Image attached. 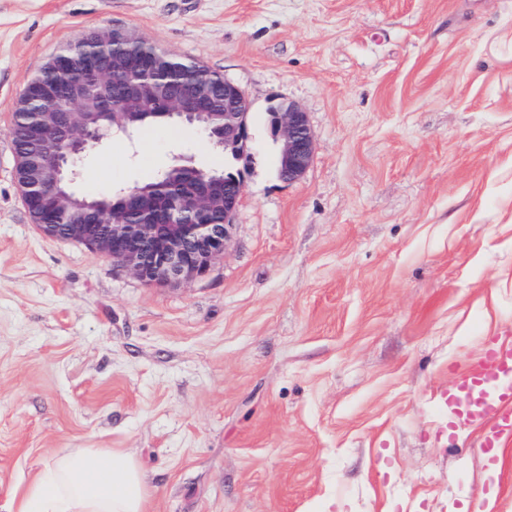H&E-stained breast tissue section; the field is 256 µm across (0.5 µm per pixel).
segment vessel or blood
<instances>
[{"mask_svg": "<svg viewBox=\"0 0 512 512\" xmlns=\"http://www.w3.org/2000/svg\"><path fill=\"white\" fill-rule=\"evenodd\" d=\"M465 404L456 414L479 427L485 450L503 447L512 438V346L489 344L481 359L454 384Z\"/></svg>", "mask_w": 512, "mask_h": 512, "instance_id": "vessel-or-blood-1", "label": "vessel or blood"}]
</instances>
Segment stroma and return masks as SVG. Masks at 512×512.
Wrapping results in <instances>:
<instances>
[{"instance_id":"obj_1","label":"stroma","mask_w":512,"mask_h":512,"mask_svg":"<svg viewBox=\"0 0 512 512\" xmlns=\"http://www.w3.org/2000/svg\"><path fill=\"white\" fill-rule=\"evenodd\" d=\"M205 65L249 102L255 155L221 260L147 286L50 238L10 118L90 31ZM314 153L280 179L268 111ZM224 154L187 124L90 145L73 188ZM512 342V0H0V512L54 459L118 448L148 512H512L448 391ZM273 136L281 141L278 171L282 180L294 182L306 172L314 152L307 114L293 102L281 101L269 110Z\"/></svg>"}]
</instances>
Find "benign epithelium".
<instances>
[{"mask_svg": "<svg viewBox=\"0 0 512 512\" xmlns=\"http://www.w3.org/2000/svg\"><path fill=\"white\" fill-rule=\"evenodd\" d=\"M57 66L75 74L67 95L69 104L78 106L86 95L87 82L95 79L107 86L124 76L141 61L122 52L112 53V74L100 71L91 54L81 57L56 54ZM212 89L203 72L191 83L176 88L145 86L127 80L120 95L103 100V122L89 129L86 113L60 108L35 113L28 136L41 139L54 134L58 146L45 160L35 163L34 178L43 185L38 206L43 215L57 213L56 201L67 183L77 177V162L90 143H97L118 129H131L146 100L154 98L160 111L151 113L157 120H178L196 126L203 137L217 148L235 154L243 165L250 163L252 147L247 128L249 104L244 91L234 82H224V122L218 131L209 122ZM273 136L281 141L278 171L282 180L294 182L306 172L314 152V138L307 113L293 102L281 101L269 110ZM242 170L226 177L205 174L194 186L170 196L174 210L165 224L149 221L152 203L136 188L124 192L123 207L112 211V224L105 232L81 211L71 215L68 239L112 258L148 286H180L206 277L224 256L229 228L242 191ZM222 214L215 222L214 214Z\"/></svg>", "mask_w": 512, "mask_h": 512, "instance_id": "benign-epithelium-1", "label": "benign epithelium"}]
</instances>
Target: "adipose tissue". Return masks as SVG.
Returning <instances> with one entry per match:
<instances>
[{
  "mask_svg": "<svg viewBox=\"0 0 512 512\" xmlns=\"http://www.w3.org/2000/svg\"><path fill=\"white\" fill-rule=\"evenodd\" d=\"M138 464L116 448H84L46 466L7 512H147Z\"/></svg>",
  "mask_w": 512,
  "mask_h": 512,
  "instance_id": "adipose-tissue-1",
  "label": "adipose tissue"
}]
</instances>
